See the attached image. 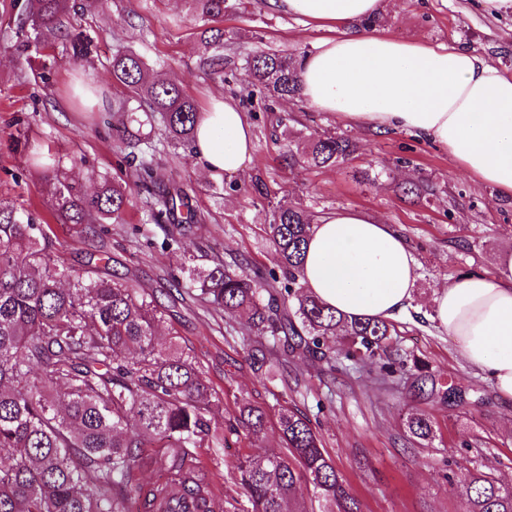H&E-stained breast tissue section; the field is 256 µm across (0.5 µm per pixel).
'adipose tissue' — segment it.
Instances as JSON below:
<instances>
[{
  "mask_svg": "<svg viewBox=\"0 0 512 512\" xmlns=\"http://www.w3.org/2000/svg\"><path fill=\"white\" fill-rule=\"evenodd\" d=\"M276 9L330 30L299 64L302 94L322 112L373 128L405 129L448 152L478 183L512 197V77L456 46L431 47L354 25L380 0H269ZM252 129L232 101L200 112L193 155L213 177L241 171ZM416 259L392 225L356 210L318 217L302 280L347 317L391 319L414 295ZM439 326L465 362L512 401V249L494 275H462L439 287Z\"/></svg>",
  "mask_w": 512,
  "mask_h": 512,
  "instance_id": "ef3b65f1",
  "label": "adipose tissue"
}]
</instances>
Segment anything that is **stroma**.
Returning <instances> with one entry per match:
<instances>
[{
    "instance_id": "stroma-1",
    "label": "stroma",
    "mask_w": 512,
    "mask_h": 512,
    "mask_svg": "<svg viewBox=\"0 0 512 512\" xmlns=\"http://www.w3.org/2000/svg\"><path fill=\"white\" fill-rule=\"evenodd\" d=\"M25 0H0V201L45 212L53 174L34 162L38 153L77 165L85 192L98 174L125 180L130 188L126 221L90 238L78 226L53 225L52 249L64 267L81 270L90 252L105 248L111 269L146 288L180 275V259L162 240L170 222H144L148 190L112 129L117 92L110 61L114 53L141 55L154 76L177 83L199 106L210 97L231 98L253 127L251 157L233 175L211 177L195 164L189 148L164 147L160 130L143 127L159 149L153 163L160 188H179L191 199L197 221L183 246L195 267L215 263L272 268L269 214L279 205L302 204L313 216L351 207L394 225L417 260L415 299L393 320L401 355H412L442 378L487 397L485 405L455 412L411 397L403 377H381L372 366L335 371L298 357L270 359L263 368L247 353L262 337L244 318L216 312L202 299H186L156 336L159 346L177 340L196 358L206 380L224 399L216 416L233 423L241 401L263 406L262 438L229 436L222 448L198 456L234 487L239 457L283 450L278 427L281 405L298 408L312 421L362 512H463L465 490L451 468L464 460L512 486V403L470 367L435 320V297L446 278L490 274L503 249L512 246V198L499 196L458 170L447 152L416 134L376 131L339 120L311 107L305 98L275 101L244 80L247 56L277 52L301 58L328 32L274 10L269 0H239L225 15L224 80L213 82L203 68L201 22L183 0H69L78 12L75 28L90 32L95 47L78 60L63 37H47L38 50L21 47ZM375 31L432 46L456 45L512 76V14L495 15L485 0H381ZM338 132L356 145L342 165L305 168L289 158L300 139ZM421 180L430 191L413 201L405 184ZM422 410L435 421L432 441L418 444L405 419Z\"/></svg>"
}]
</instances>
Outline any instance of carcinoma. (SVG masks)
<instances>
[{
	"instance_id": "carcinoma-1",
	"label": "carcinoma",
	"mask_w": 512,
	"mask_h": 512,
	"mask_svg": "<svg viewBox=\"0 0 512 512\" xmlns=\"http://www.w3.org/2000/svg\"><path fill=\"white\" fill-rule=\"evenodd\" d=\"M206 24L200 35L202 64L217 78L224 71L223 33L209 26L234 8L230 0H183ZM66 0H26L24 11L36 37L65 35ZM112 80L126 93L114 99L121 113L115 131L141 154L139 176L153 183L157 170L146 160L152 142L142 138L141 112L157 113L169 143L192 142L199 115L180 87L151 74L141 56L112 55ZM246 76L276 98L301 95L295 61L283 53L247 58ZM353 142L336 133L315 139L297 162L329 167L344 162ZM56 171L50 216L59 224H83L93 237L102 225L118 224L130 202L126 182L100 178L95 191L79 189L76 167ZM159 223L187 199L163 194L147 202ZM314 219L302 206L271 213L270 237L278 270L217 264L187 269L190 287L142 288L124 275L104 272L93 262L82 272L60 267L48 249L47 221L14 204L0 203V448L20 453L0 461V512H166L176 488L189 496L213 494L210 472L191 448H222L226 435L214 425L222 400L192 358L172 342L157 347L156 329L186 293L224 312H239L248 327L279 343L282 356L304 357L336 367L370 365L387 377L407 375L409 390L453 411L484 403L481 395L443 382L416 359L402 357L393 344L391 321L341 317L327 309L302 282L301 260ZM341 343L335 350L331 343ZM266 412L239 406L229 432L260 438ZM419 441L434 437L425 412L405 423ZM279 430L285 452L238 462V488L246 512H308L299 498L309 483L324 512H361L336 464L305 414L281 409ZM162 469L165 482L147 487L135 471ZM465 512H512V490L486 472L459 465Z\"/></svg>"
}]
</instances>
